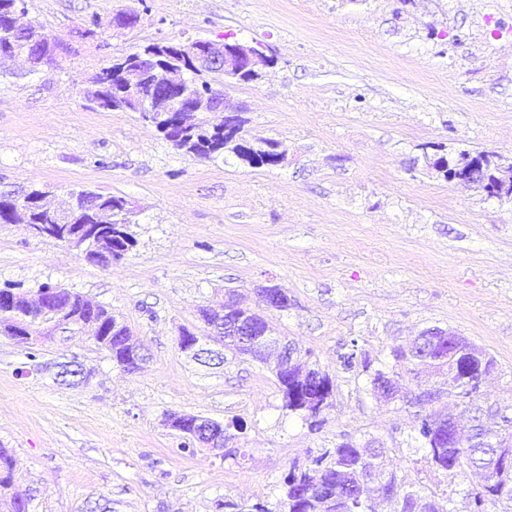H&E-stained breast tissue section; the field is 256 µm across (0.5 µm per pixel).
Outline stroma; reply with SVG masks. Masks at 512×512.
<instances>
[{
	"instance_id": "1",
	"label": "stroma",
	"mask_w": 512,
	"mask_h": 512,
	"mask_svg": "<svg viewBox=\"0 0 512 512\" xmlns=\"http://www.w3.org/2000/svg\"><path fill=\"white\" fill-rule=\"evenodd\" d=\"M24 22L67 39L62 67L0 71V197L45 191L125 198L135 245L101 266L78 251L0 223V288L35 297L51 283L103 304L149 359L113 366L90 333L41 350L76 362L88 383L34 370L0 335V446L31 512H218L230 499L276 508L292 463L351 439L378 441L399 478L463 508L472 477L438 471L413 438L408 400L434 377L403 375L391 400L372 395L356 351L392 370V347L441 327L486 351L495 372L473 398L512 417V200L449 181L427 155L485 151L512 161V0H26ZM137 13L115 32L114 12ZM98 21L99 34L73 38ZM206 39L258 42L275 64L229 83L248 139L279 140L286 161L256 168L174 149L140 113L103 111L93 77L136 46ZM279 286L288 310L265 308ZM243 292L276 335L333 379L317 423L281 408L268 365L227 355L204 367L178 347L204 334L202 307ZM224 425V448L189 456L167 413Z\"/></svg>"
}]
</instances>
